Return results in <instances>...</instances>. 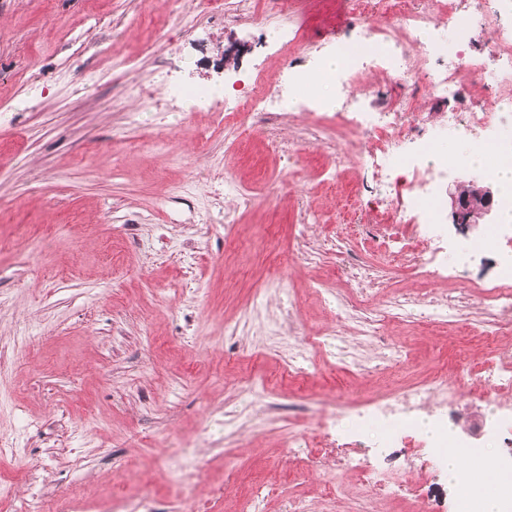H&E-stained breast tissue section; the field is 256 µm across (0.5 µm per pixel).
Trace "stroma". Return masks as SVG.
Masks as SVG:
<instances>
[{"instance_id": "35a3bbf8", "label": "stroma", "mask_w": 512, "mask_h": 512, "mask_svg": "<svg viewBox=\"0 0 512 512\" xmlns=\"http://www.w3.org/2000/svg\"><path fill=\"white\" fill-rule=\"evenodd\" d=\"M356 35L349 0H287L233 23L203 0H0V436L13 441L0 491L68 512H107L119 496L178 512L198 471L210 482L200 512H224L259 483L274 488L265 512H284L289 496L352 512L355 465L391 453L411 460L429 512H458L415 428L391 451L354 429L359 401L387 392L384 342L357 328L396 291L468 289L471 336L387 317L386 342L403 346L407 382L447 369L459 393L449 429L490 421L493 399L512 400L481 376L495 351L478 338L481 290L498 255L442 281L433 265L394 261L390 226L373 213L344 223L347 198L326 186L357 138H315L303 105L272 125L238 113L230 135L223 97L171 95L272 82L290 60ZM483 93L468 81L448 97L419 92L418 133ZM228 175L250 207L225 189ZM309 211L318 221L304 222ZM356 266L369 269V301L348 308ZM333 439L348 445L343 464L321 453ZM314 456L320 467H306ZM330 476L334 500L320 495Z\"/></svg>"}]
</instances>
